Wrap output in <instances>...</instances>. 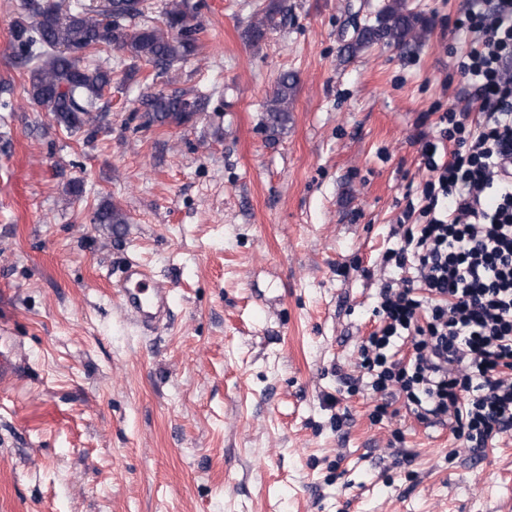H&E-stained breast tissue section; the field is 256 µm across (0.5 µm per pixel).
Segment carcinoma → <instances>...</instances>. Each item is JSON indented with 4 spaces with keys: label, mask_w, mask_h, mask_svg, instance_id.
<instances>
[{
    "label": "carcinoma",
    "mask_w": 512,
    "mask_h": 512,
    "mask_svg": "<svg viewBox=\"0 0 512 512\" xmlns=\"http://www.w3.org/2000/svg\"><path fill=\"white\" fill-rule=\"evenodd\" d=\"M108 2L107 10L83 7L64 18L54 5L48 4L36 9L34 20L21 17L14 23L13 35L21 52L38 58L29 74V97L67 132L97 122L98 102L112 84L109 71L83 64L86 55L113 47L127 52L136 61L166 70L199 49L200 28L187 0H172L168 4L162 28L129 25L128 21L142 15L131 0ZM287 13L285 0H268L246 29V39L254 45L260 43ZM425 26V20L409 11L404 0H392L373 21L356 29L342 54L350 57L379 42L405 45L417 38ZM294 89V77L282 73L266 107L267 129L273 138L288 127ZM145 106L150 123L160 125L182 123L196 112L195 103L161 92L149 96ZM95 220L99 224H124L126 216L104 206L96 212Z\"/></svg>",
    "instance_id": "cac0c4a2"
}]
</instances>
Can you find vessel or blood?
I'll use <instances>...</instances> for the list:
<instances>
[{"label": "vessel or blood", "instance_id": "b4317fda", "mask_svg": "<svg viewBox=\"0 0 512 512\" xmlns=\"http://www.w3.org/2000/svg\"><path fill=\"white\" fill-rule=\"evenodd\" d=\"M121 296L124 309L143 327L157 325L170 305V291L154 283L140 264L127 265L123 271Z\"/></svg>", "mask_w": 512, "mask_h": 512}]
</instances>
